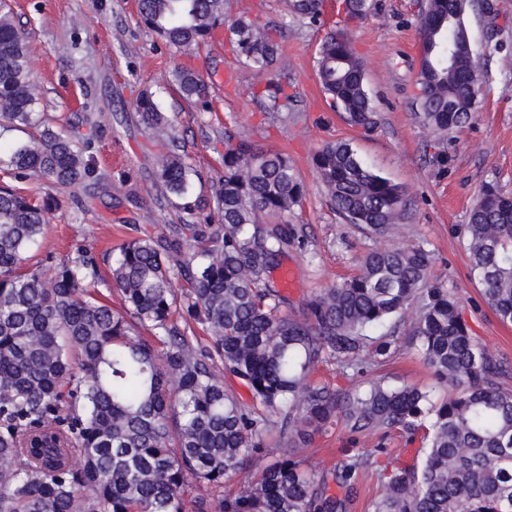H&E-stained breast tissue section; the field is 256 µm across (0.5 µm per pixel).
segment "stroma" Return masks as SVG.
Wrapping results in <instances>:
<instances>
[{"mask_svg": "<svg viewBox=\"0 0 512 512\" xmlns=\"http://www.w3.org/2000/svg\"><path fill=\"white\" fill-rule=\"evenodd\" d=\"M376 13L351 31L365 61V78L377 116L367 133L351 127L330 105L316 78L319 45L327 31L344 28L341 0H324L323 23L313 26L287 13L281 0H227L225 17L259 14L277 35L282 53L275 74L294 100L270 111L252 95L262 79L235 66L227 34L193 54L169 47L141 24L137 0H7L17 26L29 37L37 110L57 124L90 120L98 134L90 148L101 185L57 189L45 179L17 175L0 162V185L61 200L48 215L34 251L51 270L74 254L90 253L99 270L93 292L112 304V254L143 233L170 231L188 223L182 201L166 196L153 178L156 137L137 120L134 102L142 89L154 92L170 119L193 172L192 200L210 202L224 173V134L248 138L293 159L306 187L288 220L306 228L302 246L289 249L288 307L296 311L328 284L355 275L368 249L422 243L432 250L433 278L445 281L462 303L473 336L500 362L501 382L512 390V325L502 324L470 273L460 234L486 185L512 194V0L475 7L467 23L487 76V91L465 128L438 134L414 117L418 92L419 18L426 0H374ZM201 73L209 83L205 104L184 100L171 82L175 66ZM350 141L359 155L402 185L407 211L399 228L373 240L334 212L311 165L323 144ZM386 376L395 385L430 388L433 380L415 347L403 346L367 378ZM373 435L351 434L334 425L316 435L300 454L318 471L343 455L373 451Z\"/></svg>", "mask_w": 512, "mask_h": 512, "instance_id": "obj_1", "label": "stroma"}]
</instances>
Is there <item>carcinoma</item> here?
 <instances>
[{"label": "carcinoma", "mask_w": 512, "mask_h": 512, "mask_svg": "<svg viewBox=\"0 0 512 512\" xmlns=\"http://www.w3.org/2000/svg\"><path fill=\"white\" fill-rule=\"evenodd\" d=\"M287 12L321 24L323 0H284ZM466 0H427L419 20L421 69L415 103L419 122L434 131L464 127L474 115L467 84ZM374 0H342L345 22L359 27ZM141 22L180 52L195 51L227 27L235 63L271 71L280 43L259 16L225 25L224 0H138ZM178 93L206 101L209 84L176 68ZM317 78L351 126L375 129L365 64L349 32L328 33ZM257 95L285 105L286 86L271 77ZM37 100L30 52L11 12L0 4V120L36 130L6 164L60 188L96 177L90 139L73 127L46 124ZM138 121L169 141L157 155L154 181L184 200L191 169L170 134L155 95L137 96ZM312 166L336 213L375 236L404 219L405 191L368 165L347 141L327 143ZM302 178L287 153L262 151L224 135V176L213 205L186 225L208 243L171 264L184 243L161 232L134 237L112 257V286L121 306L91 292L94 260L79 250L46 274L32 247L46 216L60 206L0 186V512H348L357 481L376 473L380 493L367 512H512V390L500 383L498 361L470 336L460 301L429 280L433 253L422 243L373 249L358 273L323 289L301 314L282 313L285 295L269 279L303 230L288 222L301 205ZM471 272L500 322L512 324V196L488 185L462 229ZM184 280L188 292L178 293ZM181 309L200 325L204 342L172 322ZM419 349L436 385L430 390L375 380L365 388L314 383L322 363L363 375L401 347L400 327ZM241 379L259 406L224 388L218 366ZM333 424L379 436L426 429L419 469L378 465L354 453L331 475L307 466L299 450ZM78 457L82 464L72 465ZM234 494L211 503L194 487ZM335 484L338 493L330 492Z\"/></svg>", "instance_id": "carcinoma-1"}]
</instances>
